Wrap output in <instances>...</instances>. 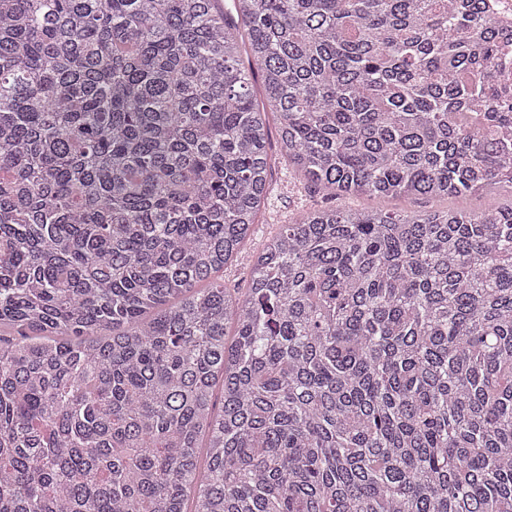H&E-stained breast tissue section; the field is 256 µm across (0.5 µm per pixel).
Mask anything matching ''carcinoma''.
Returning <instances> with one entry per match:
<instances>
[{"label":"carcinoma","instance_id":"cac0c4a2","mask_svg":"<svg viewBox=\"0 0 512 512\" xmlns=\"http://www.w3.org/2000/svg\"><path fill=\"white\" fill-rule=\"evenodd\" d=\"M217 2L0 0V512H512V207L315 210L223 277L272 124L336 195L512 189L495 19Z\"/></svg>","mask_w":512,"mask_h":512}]
</instances>
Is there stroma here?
I'll use <instances>...</instances> for the list:
<instances>
[{
    "instance_id": "stroma-1",
    "label": "stroma",
    "mask_w": 512,
    "mask_h": 512,
    "mask_svg": "<svg viewBox=\"0 0 512 512\" xmlns=\"http://www.w3.org/2000/svg\"><path fill=\"white\" fill-rule=\"evenodd\" d=\"M509 204H512V191L507 189L492 197L472 194L452 197L445 202L414 198L379 202L366 196L334 199L326 191L311 189L307 180L289 165L287 160L279 157L276 158L268 177L267 198L261 208L259 222L254 227V235L225 267L224 284L231 289L248 288L254 257L262 241L275 235L280 225L294 222L305 213L324 206L333 205L359 210L379 206L392 212H419L438 209L445 205L454 210L480 213L492 206Z\"/></svg>"
}]
</instances>
